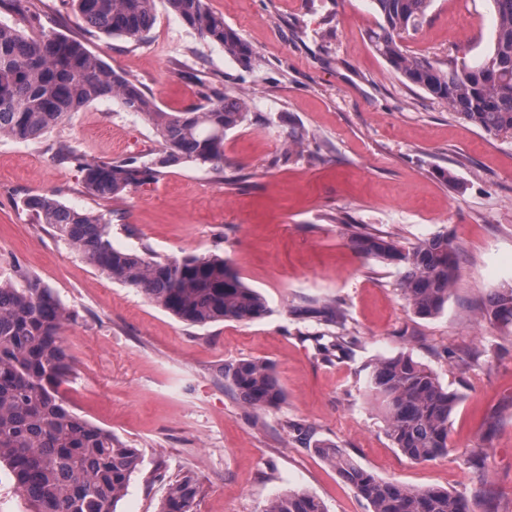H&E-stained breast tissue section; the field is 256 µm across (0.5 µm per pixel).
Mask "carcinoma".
Returning a JSON list of instances; mask_svg holds the SVG:
<instances>
[{"mask_svg": "<svg viewBox=\"0 0 512 512\" xmlns=\"http://www.w3.org/2000/svg\"><path fill=\"white\" fill-rule=\"evenodd\" d=\"M493 42L474 64L451 57L440 66L407 54L401 34L423 24L432 0H374L381 18L371 33L377 53L410 84L487 133L512 134V0H491ZM170 9L204 40L218 43L243 66L253 50L205 0H167ZM89 29L141 39L154 22L155 0H71ZM102 98H117L153 126L160 150L150 162L133 157L89 161L75 150L63 155L83 173L88 193L106 199L158 181L181 163L224 171L226 134L249 121L250 102L218 89L206 103L165 112L136 83L112 70L81 40L53 31L26 38L0 24V137L36 140L48 129ZM24 208L109 278L142 292L179 320L196 326L251 321L267 310L264 297L246 285L220 256L154 257L115 248L104 215L77 210L50 195H32ZM360 254L403 267L401 292L414 314H439L457 274L456 249L446 232L404 249L391 238L354 232ZM69 317L51 289L22 269L0 280V464L8 468L31 512H115L140 455L112 432L73 413L59 395L72 370L60 330ZM491 323L512 326V286L496 290L483 309ZM224 380L248 406L275 408L284 398L272 365L242 360L224 367ZM367 391L383 407L386 433L414 462L448 454V421L458 402L436 374L410 356L378 360ZM317 452L372 512H472L470 502L438 487H412L382 479L343 449ZM194 477L168 485L159 512H192ZM264 512H326L306 491L271 499Z\"/></svg>", "mask_w": 512, "mask_h": 512, "instance_id": "obj_1", "label": "carcinoma"}]
</instances>
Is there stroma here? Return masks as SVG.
I'll use <instances>...</instances> for the list:
<instances>
[{
  "instance_id": "obj_1",
  "label": "stroma",
  "mask_w": 512,
  "mask_h": 512,
  "mask_svg": "<svg viewBox=\"0 0 512 512\" xmlns=\"http://www.w3.org/2000/svg\"><path fill=\"white\" fill-rule=\"evenodd\" d=\"M206 5L253 48L254 66L201 39L166 0H155L154 24L137 42L87 33L69 0L18 9L0 0V24L84 40L164 111L201 103L212 86L250 96V121L224 139L223 174L179 164L120 199L87 193L79 168L58 155L68 145L90 160L153 159V126L119 100L94 101L36 140L0 138V274L22 268L72 314L62 336L74 364L59 394L141 457L116 512H159L169 482L186 474L198 486L193 512H263L293 490L327 512H372L319 443L380 478L512 512V327L482 316L489 296L512 284V135L487 134L395 73L370 41L372 0ZM495 26L490 0H433L402 45L441 64L474 62ZM34 194L104 215L117 248L223 256L264 296L266 313L179 321L34 223L23 207ZM353 224L406 248L448 231L459 270L443 311L415 315L402 267L360 255ZM324 305L336 308L335 323L302 314ZM400 353L460 397L445 457L409 460L366 394L376 360ZM245 359L272 364L278 408L253 409L225 382V366Z\"/></svg>"
}]
</instances>
